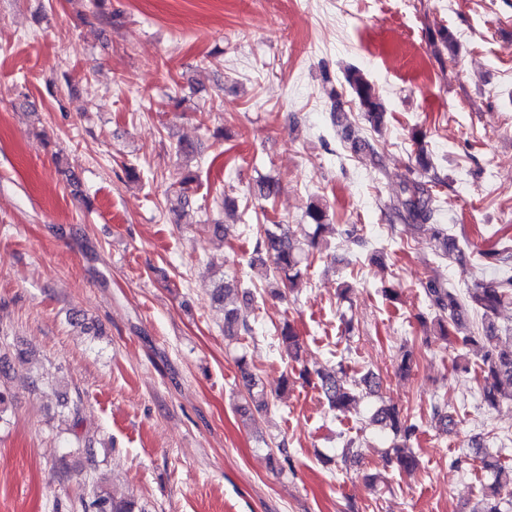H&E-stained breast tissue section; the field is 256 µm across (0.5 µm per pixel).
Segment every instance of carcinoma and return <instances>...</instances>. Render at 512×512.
Returning a JSON list of instances; mask_svg holds the SVG:
<instances>
[{
    "instance_id": "obj_1",
    "label": "carcinoma",
    "mask_w": 512,
    "mask_h": 512,
    "mask_svg": "<svg viewBox=\"0 0 512 512\" xmlns=\"http://www.w3.org/2000/svg\"><path fill=\"white\" fill-rule=\"evenodd\" d=\"M429 40L438 58L456 59L458 44L448 27L440 24L430 30ZM344 81L363 119L370 127L379 128L385 121L386 108L375 85L357 68L347 69ZM410 142L411 152L415 154L417 176L403 180L395 199L389 203V210L409 229L419 230L431 224L438 202L437 188L444 185V180L433 173L434 167L421 132L413 131ZM198 151L199 147L182 142L173 147L175 165L172 186L176 188L177 198L183 207L189 205V186L198 180V171L190 168L188 159ZM278 191L276 181L264 178L257 182L255 195L271 203L275 201ZM306 217L308 230L304 231L302 240L290 230L289 225L274 222L260 225L252 242L250 264L271 263L274 278L290 289L307 272L306 249L316 247L325 235L337 234L348 243L360 240L358 225L345 224L341 229H336V225L329 221L327 205L318 200L308 205ZM433 240L438 257L463 262L464 252L459 242H468L467 237L459 238L435 224ZM475 259L480 265L492 269L496 277L474 280L464 296H459L455 289L431 277L420 279L419 288L435 313L432 320L434 339L448 345H459L453 359L455 371L464 374L472 372L467 348L479 346L481 364L475 375L480 396L488 407L496 408L505 400L512 402V342L501 340L495 323L499 311L512 304V245L506 240L498 241L489 248L478 247ZM238 288L239 281L231 279L224 281L213 293L214 301L224 307V337L230 340L254 333L252 324L240 315L234 305ZM471 312L482 316L481 334L455 337L453 328L467 321ZM276 336L280 352L293 362L299 361L301 341L294 325L289 321L284 322L277 328ZM237 366L247 397L254 402L258 412L268 411L267 392L259 386L245 356L238 357ZM341 373H345L342 364L336 371L317 374V386L328 408L336 413L347 411L358 398L355 387L347 385L339 377ZM432 420L445 433L453 432L461 423L458 413L448 411L445 402H437L432 406ZM371 423L390 431L394 436L389 455L391 466L408 472L418 467V456L409 448L420 429L417 422L396 407L381 404L374 409ZM472 448L483 469L489 473L488 479L481 485L480 507L473 512H502L504 496L512 495V467L502 463L500 458L485 453L476 442ZM78 507L82 512H145L136 509V502L131 498L116 499L110 496L104 490L101 480L96 481L87 495L78 498Z\"/></svg>"
}]
</instances>
